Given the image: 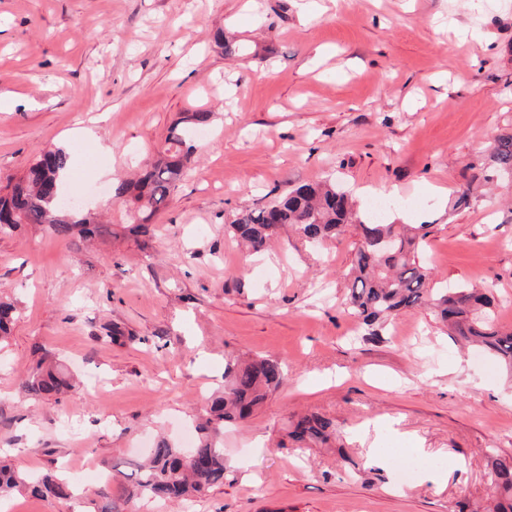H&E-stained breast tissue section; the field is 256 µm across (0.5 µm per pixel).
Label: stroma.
Listing matches in <instances>:
<instances>
[{"mask_svg":"<svg viewBox=\"0 0 512 512\" xmlns=\"http://www.w3.org/2000/svg\"><path fill=\"white\" fill-rule=\"evenodd\" d=\"M247 45L224 58L217 31ZM0 188L47 142L72 194L111 224L74 245L25 224L0 238V295L20 316L0 345V455L22 471H99L158 436L182 442L224 365L272 355L287 384L224 428L227 472L197 512H454L490 505L487 449L512 455V373L458 347L433 309L369 337L346 306L354 228L320 246L281 228L249 256L234 213L336 179L369 209L426 224L433 283L486 289L512 330V179H474L512 132V0H0ZM204 110L194 171L144 242L112 197L181 113ZM95 117L93 142L73 136ZM468 192V207L447 201ZM125 340L113 343V327ZM81 384L20 390L41 352ZM342 438L301 446L293 415ZM415 459L399 484L385 451Z\"/></svg>","mask_w":512,"mask_h":512,"instance_id":"stroma-1","label":"stroma"}]
</instances>
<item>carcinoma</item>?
I'll use <instances>...</instances> for the list:
<instances>
[{"label":"carcinoma","mask_w":512,"mask_h":512,"mask_svg":"<svg viewBox=\"0 0 512 512\" xmlns=\"http://www.w3.org/2000/svg\"><path fill=\"white\" fill-rule=\"evenodd\" d=\"M224 57L234 58L246 47L224 35L217 36ZM211 113L185 112L173 124L157 158L135 179L116 183L114 198L133 211L131 232L150 233L152 220L170 201L176 183L189 173L195 150L191 134L205 129ZM70 166L68 152L47 144L39 150L26 174L11 190L0 194V237L12 235L23 224H34L53 236L74 241L112 236V225L102 224L84 211L63 202L59 173ZM512 175V132L497 137L490 145L488 162L475 175L486 182L496 174ZM294 228L309 244L336 238L348 225L355 227L352 279L348 305L351 314L377 335V328L401 311L432 306L456 342L473 344L512 370V331L502 330L484 292L469 287L435 288L420 254L425 247L427 225L385 223L365 217L352 196L329 180L301 184L257 209H246L224 221V233L240 241L248 252L265 251L284 226ZM17 318V307L0 296V344L5 342ZM282 362L273 356H257L246 362H227L224 390L210 397L196 426L197 440L181 448L165 437L156 439L144 460L128 463L130 472L117 470L128 479L130 498L201 497L224 483V424L248 419L266 399L268 392L283 385ZM73 388L68 373L48 354H43L33 371L21 382V391L34 398L49 399ZM290 436L297 442L326 443L336 437L335 422L310 413L291 424ZM489 477L498 512H512V456L489 450ZM25 488L41 496L83 500L82 512H122L121 504L99 488L79 492L76 482L50 474L21 473L0 461V497Z\"/></svg>","instance_id":"carcinoma-1"}]
</instances>
